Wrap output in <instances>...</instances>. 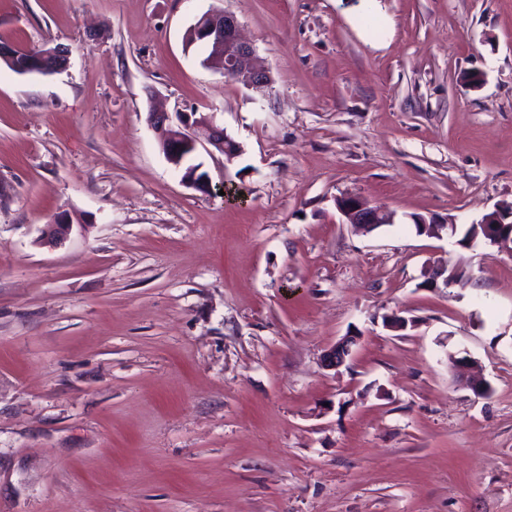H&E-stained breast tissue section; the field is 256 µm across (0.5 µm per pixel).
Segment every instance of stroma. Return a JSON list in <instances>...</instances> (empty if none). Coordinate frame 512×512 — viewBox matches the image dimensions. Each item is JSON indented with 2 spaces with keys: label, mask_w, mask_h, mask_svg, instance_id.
Returning <instances> with one entry per match:
<instances>
[{
  "label": "stroma",
  "mask_w": 512,
  "mask_h": 512,
  "mask_svg": "<svg viewBox=\"0 0 512 512\" xmlns=\"http://www.w3.org/2000/svg\"><path fill=\"white\" fill-rule=\"evenodd\" d=\"M222 8L264 93L185 41ZM0 42L69 55L0 61V512H512V243L412 223L512 204V0H0ZM159 106L240 143L209 189ZM53 49H55V47L40 49V51L43 52L44 54L35 55L36 61L34 63L30 64V66L28 68H25L24 69L25 73L22 75H26V74L49 75L52 73L55 74V72L57 73V72L65 69L69 62L68 61L69 60L68 53L63 48H57L56 50L52 51L50 54H46V53H49ZM48 58H50L51 60H47ZM197 146L198 140L196 137L179 130H170L162 142V149L165 147L167 150L166 158L177 168H181L185 158L196 152ZM336 209L345 224L372 231L384 224H391L393 215L380 207H372L360 197L354 195L341 196L336 199ZM423 216H413L412 222L414 224L416 233H420V224L419 220L423 219ZM456 225V231H455ZM422 235H426L428 237L435 238H443L441 235L442 232L446 233L447 237H454L458 233V225L455 218H435L431 217L430 219L424 218L422 221ZM355 336H347L331 346L323 355V366L328 370H338L350 355Z\"/></svg>",
  "instance_id": "35a3bbf8"
}]
</instances>
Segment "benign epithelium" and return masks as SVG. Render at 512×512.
<instances>
[{"instance_id":"1","label":"benign epithelium","mask_w":512,"mask_h":512,"mask_svg":"<svg viewBox=\"0 0 512 512\" xmlns=\"http://www.w3.org/2000/svg\"><path fill=\"white\" fill-rule=\"evenodd\" d=\"M196 37L213 46L217 52L205 64L213 66L225 76H232L236 83L247 89L261 90L271 83L269 72L255 60L254 48L240 36V26L235 13L224 9L218 12H206L196 18L192 25ZM68 53L58 48L49 54L36 55V61L25 69L27 74L49 75L65 69L68 65ZM206 139L224 155V161L232 163L241 152L240 145L216 124L214 118L205 120ZM162 146L166 148V158L175 167L180 168L186 158L193 155L198 146V140L179 130H172L163 140ZM336 209L344 219V223L372 231L384 224L392 223L390 212L372 207L360 197L354 195L341 196L336 199ZM487 234L501 224H512V207L504 209L497 205L486 213L480 220ZM456 219L435 218L423 219L422 234L428 237L455 236ZM451 266L446 264L431 270L425 285L430 288L448 286ZM355 337L347 336L331 346L323 355V366L328 370H338L350 355L351 346Z\"/></svg>"}]
</instances>
